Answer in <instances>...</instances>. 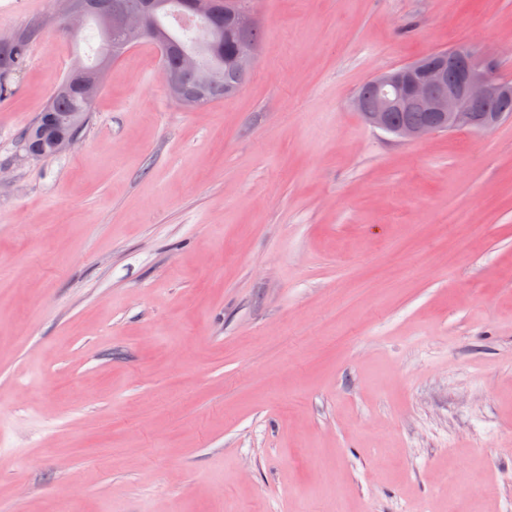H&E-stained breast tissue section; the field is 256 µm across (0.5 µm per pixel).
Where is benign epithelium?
<instances>
[{
    "instance_id": "1",
    "label": "benign epithelium",
    "mask_w": 512,
    "mask_h": 512,
    "mask_svg": "<svg viewBox=\"0 0 512 512\" xmlns=\"http://www.w3.org/2000/svg\"><path fill=\"white\" fill-rule=\"evenodd\" d=\"M95 6L105 20L110 45L114 48L129 45L131 35L156 13L158 0H142L136 14H127L112 0H64L62 15L67 28H79ZM184 13L192 18L224 15V24L249 30L255 22L253 12L242 7L238 0H182ZM256 58V48L244 40L234 57L235 70L246 75ZM182 71L196 77L203 85L212 74L196 69L194 60L185 54ZM378 92V103L370 107L362 95L353 98L354 109L363 121L399 141L417 142L442 130L467 129L485 133L501 121V114L491 111L492 104L501 97L512 96V83L502 80L496 71V60L482 55L475 45L461 43L446 56H437L427 64L422 62L389 69L370 80ZM421 110L424 118L416 121L391 123L393 112ZM79 128L58 129L53 147L61 153L77 139Z\"/></svg>"
}]
</instances>
